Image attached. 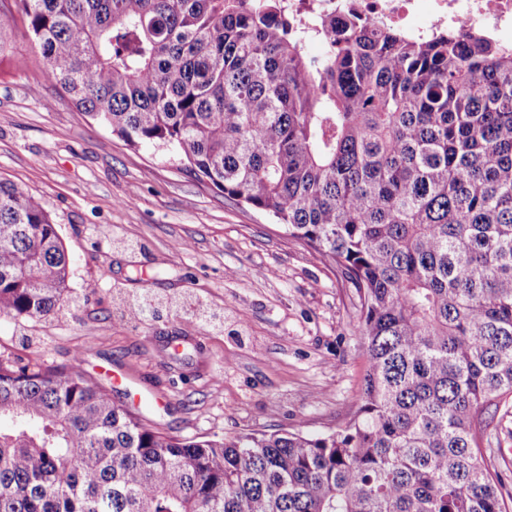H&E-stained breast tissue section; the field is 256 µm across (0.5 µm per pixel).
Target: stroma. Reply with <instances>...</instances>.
Segmentation results:
<instances>
[{
  "label": "stroma",
  "mask_w": 512,
  "mask_h": 512,
  "mask_svg": "<svg viewBox=\"0 0 512 512\" xmlns=\"http://www.w3.org/2000/svg\"><path fill=\"white\" fill-rule=\"evenodd\" d=\"M0 179L50 213L71 257L63 302L0 317V351L47 366L82 354L115 405L181 437L343 426L367 352L341 271L272 216L224 197L180 154L129 145L48 83L14 0H0ZM191 295L223 328L179 314L134 321L112 300ZM486 458L512 498V412L488 428Z\"/></svg>",
  "instance_id": "obj_1"
}]
</instances>
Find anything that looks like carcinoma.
<instances>
[{
  "label": "carcinoma",
  "mask_w": 512,
  "mask_h": 512,
  "mask_svg": "<svg viewBox=\"0 0 512 512\" xmlns=\"http://www.w3.org/2000/svg\"><path fill=\"white\" fill-rule=\"evenodd\" d=\"M15 2L80 111L340 268L368 367L331 434L205 439L115 405L76 356L0 355V512H512L479 417L512 403V46L358 19L303 37L284 0ZM69 273L0 180V316L54 311Z\"/></svg>",
  "instance_id": "1"
}]
</instances>
